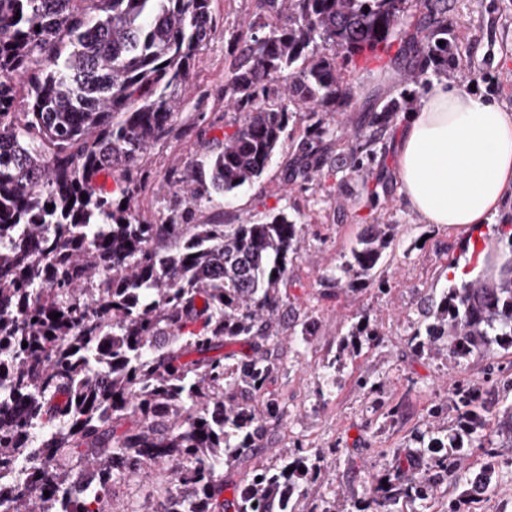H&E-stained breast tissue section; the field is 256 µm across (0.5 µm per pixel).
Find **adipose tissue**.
<instances>
[{"label": "adipose tissue", "instance_id": "ef3b65f1", "mask_svg": "<svg viewBox=\"0 0 512 512\" xmlns=\"http://www.w3.org/2000/svg\"><path fill=\"white\" fill-rule=\"evenodd\" d=\"M396 173L409 207L428 223L480 226L512 188V114L434 85L400 132Z\"/></svg>", "mask_w": 512, "mask_h": 512}]
</instances>
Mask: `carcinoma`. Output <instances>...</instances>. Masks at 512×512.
Returning <instances> with one entry per match:
<instances>
[{
	"label": "carcinoma",
	"mask_w": 512,
	"mask_h": 512,
	"mask_svg": "<svg viewBox=\"0 0 512 512\" xmlns=\"http://www.w3.org/2000/svg\"><path fill=\"white\" fill-rule=\"evenodd\" d=\"M210 2L0 0V471L36 434L40 446L26 481L0 486L6 512H107L116 481L155 466L176 482L157 512H290L287 498L314 489L319 459L298 456L253 467L224 498L230 473L279 421L268 391L280 371L273 328L285 322L303 225L283 212L251 224H199L196 213L263 173L294 114L351 106L338 60L397 42V55L423 59L412 82L428 67L448 71V0H262L224 85L238 126L173 172L174 208L159 223L133 205L138 169L214 32ZM400 107L418 99L406 93L360 126L351 171L374 155L367 128ZM326 135L315 122L296 138L285 183L313 182ZM390 193L376 182L368 201ZM497 232L488 246L512 254V224ZM388 244V228L375 225L336 282L369 276ZM412 336L457 356L512 347V261L497 279L442 294ZM236 343L250 353L224 351ZM101 366L112 368L105 379ZM458 404L463 429L395 450L397 476L365 488L375 512L426 504L443 480H459L485 401L465 391ZM85 483L87 497L72 499Z\"/></svg>",
	"instance_id": "carcinoma-1"
}]
</instances>
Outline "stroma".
<instances>
[{
  "label": "stroma",
  "instance_id": "stroma-1",
  "mask_svg": "<svg viewBox=\"0 0 512 512\" xmlns=\"http://www.w3.org/2000/svg\"><path fill=\"white\" fill-rule=\"evenodd\" d=\"M217 19L211 41L195 54L192 79L173 130L149 149L142 161L145 190L136 203L155 219H165L173 202L168 174L195 159L207 142L233 132L237 115L229 110L224 85L231 74L247 20L259 13V0H211ZM448 37L455 44L447 74H426L411 85L395 48L349 58L342 66L353 87L352 107L324 112L320 119L333 138L329 166L308 188L285 185L282 165L291 152L283 140L261 174L222 206L204 205L197 215L205 222L223 211L228 224L261 222L285 211L303 230L298 253L289 267V314L296 331L281 336V369L274 393L284 415L256 459L276 463L284 453L318 454L322 469L312 495L290 501L294 512H371L363 495L365 483L391 474L392 452L414 447L415 435L444 429L453 433L465 418L455 402L459 389L490 388V411L475 424L465 470L477 472L493 464L489 495L474 499L455 483H441L434 504L453 502L458 512H512V432L501 425L512 411V388L497 387L512 378V348L475 352L456 358L447 350L416 349L411 332L423 320L431 301L460 287L455 268L467 267L465 232L429 224L411 210L401 190L377 210L364 207L366 177L333 175L331 168L347 152L346 137L368 110L400 100L405 90L426 98L434 84L448 82L512 113V0H448ZM371 224H386L392 234L372 279L365 286L337 285L336 269ZM366 321L375 342L353 335ZM334 364L336 385L326 388L324 365ZM445 403L433 415L437 403ZM167 474L133 479L114 487L108 512H152Z\"/></svg>",
  "mask_w": 512,
  "mask_h": 512
}]
</instances>
